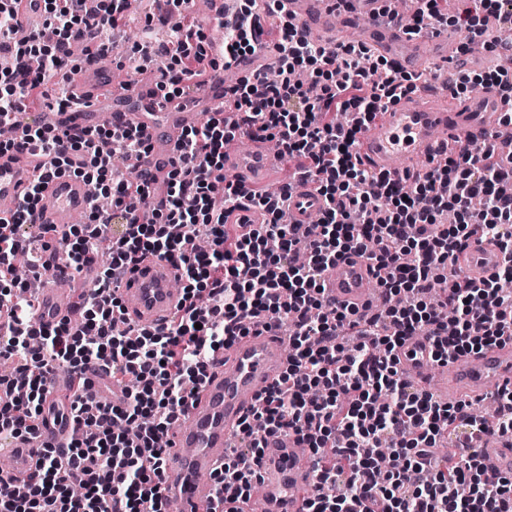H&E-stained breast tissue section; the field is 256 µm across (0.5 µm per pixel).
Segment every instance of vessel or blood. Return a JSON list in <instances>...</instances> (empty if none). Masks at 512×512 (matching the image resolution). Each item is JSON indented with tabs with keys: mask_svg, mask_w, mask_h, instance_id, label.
Masks as SVG:
<instances>
[{
	"mask_svg": "<svg viewBox=\"0 0 512 512\" xmlns=\"http://www.w3.org/2000/svg\"><path fill=\"white\" fill-rule=\"evenodd\" d=\"M282 5L301 28L318 32L324 44L350 42L353 31H360L362 42L374 54L413 74H424L426 63H445L459 53L457 38L443 34L428 44L407 34L399 19L388 17L385 0H282ZM189 7L215 24L245 25L258 50L232 59L230 68L235 73L259 72L273 60L276 47L266 8L246 15L241 0H190ZM75 90L74 110L57 114V124L91 128L99 124L104 109H111L114 118L140 127L148 150L141 155L139 168L159 178L176 159V144L183 130L199 125L201 110L223 108L224 73H213L208 94L203 98L192 94L166 101L153 96L150 86H141L139 95L144 109L140 112L124 111L122 93L114 91L111 85L96 83L87 74L78 75ZM483 143L496 146L498 162L512 166V114L494 92L448 101L440 111L400 101L380 113L363 132L357 151L368 167L400 177L408 174L417 160L433 156L438 145H447L451 153L458 154ZM268 163V157L252 152L239 157L233 174L250 184L256 171ZM35 176L26 153L0 155V217H10ZM88 205L89 196L82 180L54 178L44 187L43 205L35 221L59 225L65 216L84 212ZM324 206L325 199L314 185L299 186L288 201L290 221L311 223ZM503 261L500 248L478 236L470 239L460 257L466 276L476 279L491 276ZM67 278V273H57L55 280L42 288L38 319L51 322L65 315L60 303V284ZM178 279V269L168 262L149 257L137 264L118 289L126 319L141 327L167 328L182 298L174 288ZM325 288L327 300L336 307L368 305L376 288L374 262L355 253L344 255L329 269ZM287 358L280 335L261 326L219 357L212 376L176 429L174 447L166 462L165 492L180 505L181 512H207L214 489L201 481V474L212 472L223 461L228 443L238 435L242 420L256 408L258 393L277 381ZM433 366L427 336L409 338L398 350L401 376L442 398L446 388L435 385ZM443 371L459 379L476 396L484 395L492 385L512 388V343L459 358L444 365ZM61 395L57 388L47 395L37 441L7 449L11 465L7 477L12 482H21L37 467L41 446L59 445L69 436L70 426L56 419V401ZM472 437L477 440L489 471H512V448L504 447L502 438L477 431ZM261 445L263 454L256 480L262 493L254 506L255 512H305L317 483L316 457L302 452V442L294 434L267 433L262 436Z\"/></svg>",
	"mask_w": 512,
	"mask_h": 512,
	"instance_id": "vessel-or-blood-1",
	"label": "vessel or blood"
}]
</instances>
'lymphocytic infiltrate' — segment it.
I'll list each match as a JSON object with an SVG mask.
<instances>
[{"label": "lymphocytic infiltrate", "instance_id": "lymphocytic-infiltrate-1", "mask_svg": "<svg viewBox=\"0 0 512 512\" xmlns=\"http://www.w3.org/2000/svg\"><path fill=\"white\" fill-rule=\"evenodd\" d=\"M18 0H0V154L35 150L45 177H75L94 186L84 223L38 227L40 246L20 237L43 201L42 179L10 218L0 219V438L36 439L38 420L58 372L81 376L99 367L110 398L85 391L62 400L58 414L78 438L43 449L24 483L0 477V512H166V445L211 362L248 335L258 319L287 336L282 381L263 389L242 422L248 452L230 449L213 471L214 502L245 501L256 483L262 430L302 435L320 465L306 512H512V478L488 473L466 439L475 430L512 435V388L498 392L500 416L474 418L464 402L437 401L398 374L396 353L426 333L433 362L480 353L512 337V167L491 147H477L423 172L392 178L367 168L357 144L377 112L415 89L413 76L361 42L328 46L275 11L274 75H243L224 88L236 120L215 111L178 142V164L156 190L135 164L147 147L134 125L105 122L58 130L24 122V113L67 112L71 91L52 93L61 73L109 53L108 34L129 20L127 0H43V25L22 29ZM413 0L408 31L452 25L468 43L507 58V65L463 73L457 87L484 83L512 89V0ZM27 38L17 42L15 33ZM203 27L178 24L161 49L147 39L130 48L142 63L162 57L154 93L179 98L205 83L215 62ZM84 61V62H85ZM276 142L283 161L302 160L295 180L314 182L326 206L317 222L286 221L292 182L277 193L227 179L225 147L237 137ZM261 210L242 228L233 212ZM482 235L505 255L487 280L463 276L458 260ZM108 261H100V252ZM29 273L55 264L87 286L74 316L36 319L24 281L3 274L19 253ZM350 252L371 255L380 288L396 305L340 310L327 303L321 277ZM152 256L178 265L185 303L170 328L127 325L117 294L124 272ZM456 434L458 453L434 450Z\"/></svg>", "mask_w": 512, "mask_h": 512}]
</instances>
